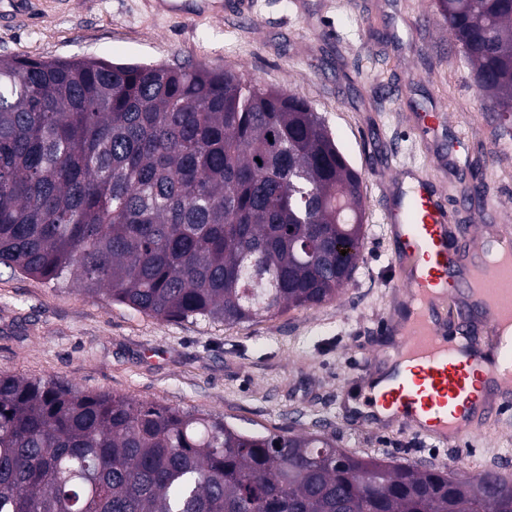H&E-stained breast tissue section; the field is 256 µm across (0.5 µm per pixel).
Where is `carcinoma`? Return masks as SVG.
<instances>
[{
  "instance_id": "cac0c4a2",
  "label": "carcinoma",
  "mask_w": 512,
  "mask_h": 512,
  "mask_svg": "<svg viewBox=\"0 0 512 512\" xmlns=\"http://www.w3.org/2000/svg\"><path fill=\"white\" fill-rule=\"evenodd\" d=\"M435 7L511 120L512 0ZM364 215L303 98L208 66L0 55V275L250 323L339 298ZM0 512H512V482L1 373Z\"/></svg>"
}]
</instances>
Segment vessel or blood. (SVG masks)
Returning <instances> with one entry per match:
<instances>
[{
	"label": "vessel or blood",
	"mask_w": 512,
	"mask_h": 512,
	"mask_svg": "<svg viewBox=\"0 0 512 512\" xmlns=\"http://www.w3.org/2000/svg\"><path fill=\"white\" fill-rule=\"evenodd\" d=\"M186 18L214 12L216 0H157ZM391 232L402 243L408 315L386 329L397 339L394 369L371 391L368 417L442 443L460 444L473 423L512 410V338L484 351L448 332L466 327L471 308L484 312L489 335L512 326V234L475 236L476 258L456 248L452 216L432 182L395 180Z\"/></svg>",
	"instance_id": "vessel-or-blood-1"
}]
</instances>
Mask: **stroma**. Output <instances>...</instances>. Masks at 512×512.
I'll list each match as a JSON object with an SVG mask.
<instances>
[{"instance_id": "35a3bbf8", "label": "stroma", "mask_w": 512, "mask_h": 512, "mask_svg": "<svg viewBox=\"0 0 512 512\" xmlns=\"http://www.w3.org/2000/svg\"><path fill=\"white\" fill-rule=\"evenodd\" d=\"M195 22L151 0H0V55L93 57L247 73L309 100L361 175L363 259L334 302L257 322H161L77 285L0 277V373L69 381L184 410L247 431L328 434L347 452L426 462L512 481V412L471 430L461 447L359 417V365L392 339L381 328L404 300L388 230L390 189L434 178L459 227L512 231V123L470 78L433 0H223ZM439 110L430 131L420 115ZM484 182L485 197L464 194Z\"/></svg>"}]
</instances>
